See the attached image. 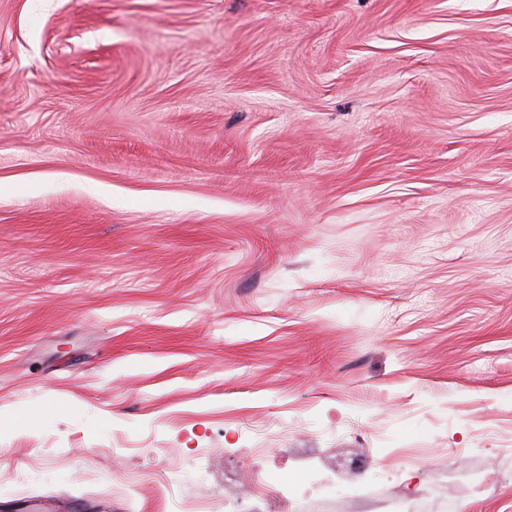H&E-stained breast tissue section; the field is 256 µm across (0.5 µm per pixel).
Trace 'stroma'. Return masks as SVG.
<instances>
[{
  "mask_svg": "<svg viewBox=\"0 0 512 512\" xmlns=\"http://www.w3.org/2000/svg\"><path fill=\"white\" fill-rule=\"evenodd\" d=\"M512 512V0H0V512Z\"/></svg>",
  "mask_w": 512,
  "mask_h": 512,
  "instance_id": "obj_1",
  "label": "stroma"
}]
</instances>
